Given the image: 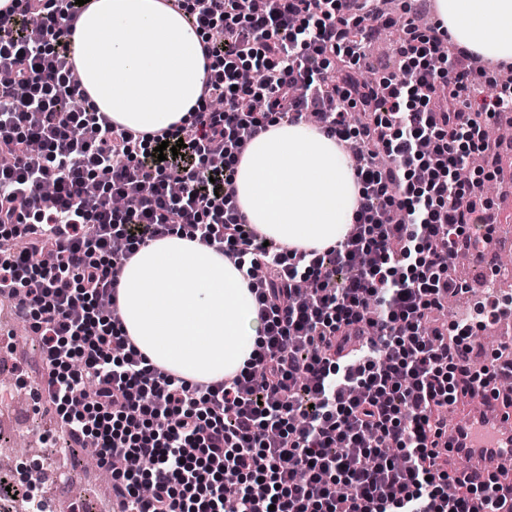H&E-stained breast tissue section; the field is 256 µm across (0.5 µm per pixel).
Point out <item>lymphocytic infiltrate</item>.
<instances>
[{"label": "lymphocytic infiltrate", "mask_w": 512, "mask_h": 512, "mask_svg": "<svg viewBox=\"0 0 512 512\" xmlns=\"http://www.w3.org/2000/svg\"><path fill=\"white\" fill-rule=\"evenodd\" d=\"M203 36L207 78L191 124L138 132L84 106L69 38L75 0L0 9V256L48 370L66 433L95 439L130 512H503L493 484L449 474L434 436L460 395L491 382L467 360L477 331L512 318V294L445 324L462 292L448 256L477 242L486 130L512 84L440 24L408 23L398 72L358 82L382 0H166ZM263 71L245 85L241 73ZM266 103L250 109L252 99ZM315 115L351 151L360 185L344 239L266 242L239 208L234 172L251 135ZM178 148L159 160L161 142ZM182 235L233 262L253 295L260 344L244 368L193 382L154 365L116 316L118 271L148 241ZM399 450L395 466L387 447Z\"/></svg>", "instance_id": "1"}]
</instances>
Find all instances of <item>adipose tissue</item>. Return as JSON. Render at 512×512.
Instances as JSON below:
<instances>
[{
    "label": "adipose tissue",
    "instance_id": "1",
    "mask_svg": "<svg viewBox=\"0 0 512 512\" xmlns=\"http://www.w3.org/2000/svg\"><path fill=\"white\" fill-rule=\"evenodd\" d=\"M459 46L512 61V0H436ZM90 104L114 122L152 132L189 124L209 72L202 36L161 0H93L71 38ZM247 223L291 247L343 240L359 186L336 140L303 122L277 124L236 166ZM121 322L155 365L195 381L239 372L261 327L242 274L213 249L172 235L153 240L118 275Z\"/></svg>",
    "mask_w": 512,
    "mask_h": 512
}]
</instances>
